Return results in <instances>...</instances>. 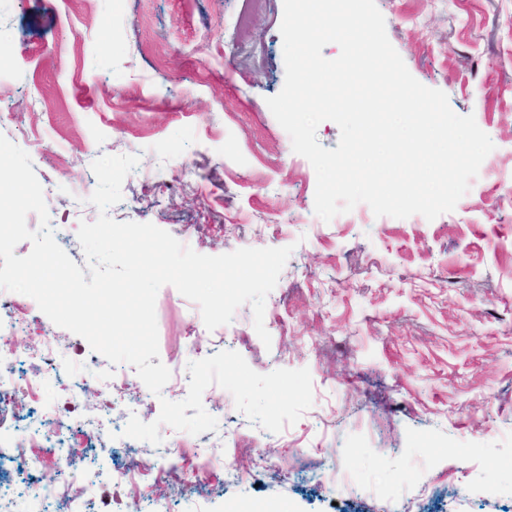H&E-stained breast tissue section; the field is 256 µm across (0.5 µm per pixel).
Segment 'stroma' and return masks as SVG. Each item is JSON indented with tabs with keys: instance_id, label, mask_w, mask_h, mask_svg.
<instances>
[{
	"instance_id": "obj_1",
	"label": "stroma",
	"mask_w": 512,
	"mask_h": 512,
	"mask_svg": "<svg viewBox=\"0 0 512 512\" xmlns=\"http://www.w3.org/2000/svg\"><path fill=\"white\" fill-rule=\"evenodd\" d=\"M409 72L474 115L494 149L467 203L426 220L375 216L364 203L331 221L314 211L316 174L292 150L266 100L285 80L283 0H10L0 46L14 69L0 76V134L25 150L55 239L77 265L79 181L95 182L99 156L136 154L122 200L108 214L150 222L205 255L293 246L266 298L263 344L250 305L207 330L198 305L171 285L156 298L159 357L181 364L222 350L256 372L309 369L313 404L273 434L235 407L205 402L218 428L169 432L162 445L124 437L128 404L155 421L161 399L138 376L112 396L113 447L72 433L68 466L46 455L38 481L0 471V512H28L36 482L67 468L85 486L83 512H512V0H376ZM26 324L9 345L17 375L41 368L38 349L59 350L57 383L18 393L0 419V441L37 428L62 388L79 412L101 406L114 365L17 295ZM241 445L242 481L224 476V437ZM180 466L159 471L167 448ZM216 457L194 468L197 451ZM137 497L114 483L138 462ZM342 469L345 483L330 487Z\"/></svg>"
}]
</instances>
